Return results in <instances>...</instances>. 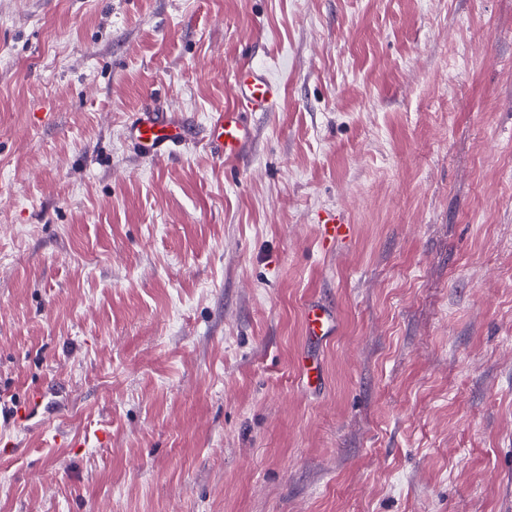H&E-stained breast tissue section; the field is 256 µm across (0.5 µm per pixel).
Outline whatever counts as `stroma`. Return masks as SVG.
<instances>
[{
  "label": "stroma",
  "mask_w": 512,
  "mask_h": 512,
  "mask_svg": "<svg viewBox=\"0 0 512 512\" xmlns=\"http://www.w3.org/2000/svg\"><path fill=\"white\" fill-rule=\"evenodd\" d=\"M0 512H512V0H0ZM232 108L212 115L206 126L207 139L225 161L239 159L249 140L250 130L244 118L247 112H272L281 97V87L267 71L252 64L238 68L232 78ZM130 143L146 158L160 160L172 148L187 142L185 126L171 119L166 111L145 106L127 126ZM318 234L325 244L342 242L350 235V224L340 214H331L318 225Z\"/></svg>",
  "instance_id": "stroma-1"
}]
</instances>
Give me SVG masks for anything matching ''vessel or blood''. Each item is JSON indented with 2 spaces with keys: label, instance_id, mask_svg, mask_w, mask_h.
<instances>
[{
  "label": "vessel or blood",
  "instance_id": "obj_1",
  "mask_svg": "<svg viewBox=\"0 0 512 512\" xmlns=\"http://www.w3.org/2000/svg\"><path fill=\"white\" fill-rule=\"evenodd\" d=\"M232 108L212 115L206 136L225 160L239 159L249 140L250 130L245 120L249 112L273 111L281 97V87L260 66L238 68L232 78ZM130 143L146 158L159 160L169 155L172 148L187 141L183 124L171 119L166 111L154 106L140 110L127 126ZM323 243L342 242L350 235V226L338 214L327 216L318 226Z\"/></svg>",
  "mask_w": 512,
  "mask_h": 512
}]
</instances>
